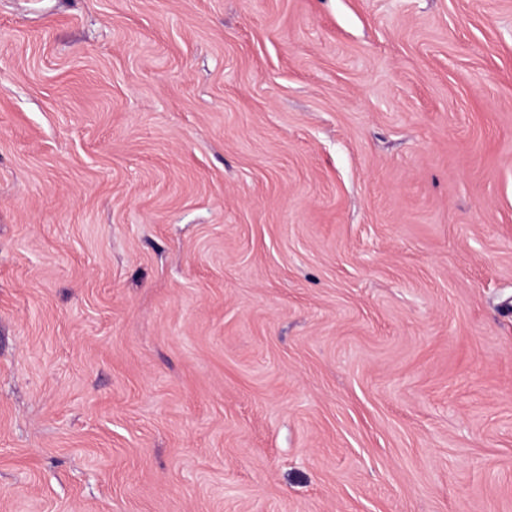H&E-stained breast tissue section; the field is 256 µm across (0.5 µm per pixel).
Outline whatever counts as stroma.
I'll list each match as a JSON object with an SVG mask.
<instances>
[{"label": "stroma", "instance_id": "35a3bbf8", "mask_svg": "<svg viewBox=\"0 0 512 512\" xmlns=\"http://www.w3.org/2000/svg\"><path fill=\"white\" fill-rule=\"evenodd\" d=\"M0 512H512V0H0Z\"/></svg>", "mask_w": 512, "mask_h": 512}]
</instances>
